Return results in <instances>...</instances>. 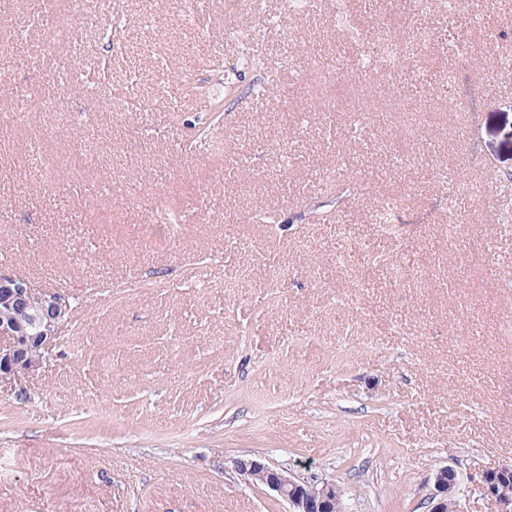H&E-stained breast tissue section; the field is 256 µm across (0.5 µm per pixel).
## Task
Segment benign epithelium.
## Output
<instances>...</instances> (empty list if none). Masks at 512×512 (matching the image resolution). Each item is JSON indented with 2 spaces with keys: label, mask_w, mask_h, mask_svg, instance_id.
<instances>
[{
  "label": "benign epithelium",
  "mask_w": 512,
  "mask_h": 512,
  "mask_svg": "<svg viewBox=\"0 0 512 512\" xmlns=\"http://www.w3.org/2000/svg\"><path fill=\"white\" fill-rule=\"evenodd\" d=\"M19 307L14 321L0 324V378L34 374L43 367V355L56 342L70 318V305L57 293H39L26 279L0 272V306ZM236 468L252 482L275 492L291 506V512H334L342 500L341 489L332 481L308 482L284 469L254 459H240ZM511 474L512 464L485 466L470 475L492 505L494 512H512V497L490 480L491 473ZM458 475L450 466L434 472L429 494L430 512H448L454 502Z\"/></svg>",
  "instance_id": "7a95c632"
}]
</instances>
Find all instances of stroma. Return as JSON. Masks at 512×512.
Instances as JSON below:
<instances>
[{
  "instance_id": "obj_1",
  "label": "stroma",
  "mask_w": 512,
  "mask_h": 512,
  "mask_svg": "<svg viewBox=\"0 0 512 512\" xmlns=\"http://www.w3.org/2000/svg\"><path fill=\"white\" fill-rule=\"evenodd\" d=\"M91 2L0 0V270L71 304L43 368L0 379V512H289L240 458L334 481L344 512H428L449 465L460 512H491L469 475L512 463V225L492 224L512 0H318L254 45L283 81L217 120L203 93L257 79L237 64L243 0ZM59 10L77 19L60 47L32 22ZM383 14L430 40L368 73L350 30ZM116 19L153 48L148 86L182 72L199 94H57L53 73L105 58ZM200 118L218 150L196 146ZM342 158L340 199L322 180ZM333 199L342 223H309Z\"/></svg>"
}]
</instances>
